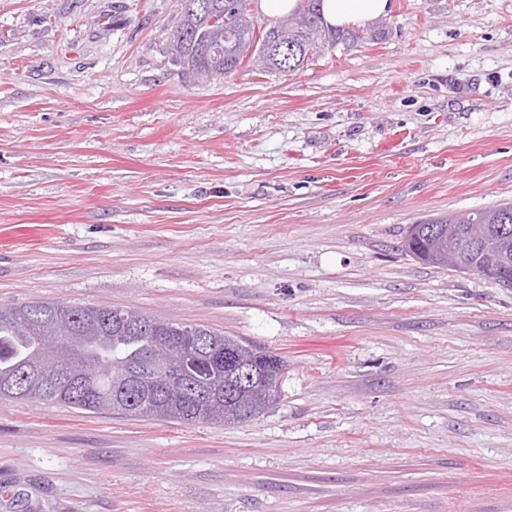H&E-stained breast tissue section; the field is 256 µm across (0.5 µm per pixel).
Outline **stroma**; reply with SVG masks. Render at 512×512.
Masks as SVG:
<instances>
[{
    "label": "stroma",
    "mask_w": 512,
    "mask_h": 512,
    "mask_svg": "<svg viewBox=\"0 0 512 512\" xmlns=\"http://www.w3.org/2000/svg\"><path fill=\"white\" fill-rule=\"evenodd\" d=\"M300 70L185 79L176 0H0V304L287 361L252 420L0 400V512H512V289L400 250L512 202V0H391ZM412 244L418 245V249H415V246H412ZM428 244L427 238H423L422 236H413L411 229L408 228L406 241L404 243L406 252L410 253L414 258L425 264L435 267H444L434 262L433 255L429 251Z\"/></svg>",
    "instance_id": "35a3bbf8"
}]
</instances>
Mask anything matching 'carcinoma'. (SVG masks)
Segmentation results:
<instances>
[{"label":"carcinoma","instance_id":"cac0c4a2","mask_svg":"<svg viewBox=\"0 0 512 512\" xmlns=\"http://www.w3.org/2000/svg\"><path fill=\"white\" fill-rule=\"evenodd\" d=\"M228 0H177L180 19L175 39L168 52L182 74L196 76L209 70L216 76L234 74L245 59L261 67L266 74L294 72L309 61L331 52L339 44L352 47L366 39L363 34L344 29H330L322 21L321 0H307L303 9L288 15L256 34L248 18L249 0H234L233 21L217 25L213 18L224 15ZM473 224L512 223V214L497 205L471 212ZM470 228L460 229L464 241L461 261L474 273H481L489 260L487 254L470 246ZM406 252L417 260L435 265L428 239L407 231ZM123 308L82 306L62 301H30L20 305H0V399L9 401H46L90 414L117 413L130 417L185 425L197 422L212 424L242 423L262 415L270 397H279L286 361L268 349L238 336L198 324H187L156 316L132 315L142 329L127 326ZM164 323L172 336H208L210 351L189 357L183 364L178 381L163 397L150 393V386L130 387V374L143 379L162 369L153 365L163 342L149 326ZM42 336H61L80 348L70 375L61 379L53 391L33 386L20 395L4 381L17 379L27 366L28 358ZM247 345L252 350L250 388L235 386V374L224 364V356ZM220 384V395L207 412L199 413L200 404L193 398L195 389Z\"/></svg>","mask_w":512,"mask_h":512}]
</instances>
